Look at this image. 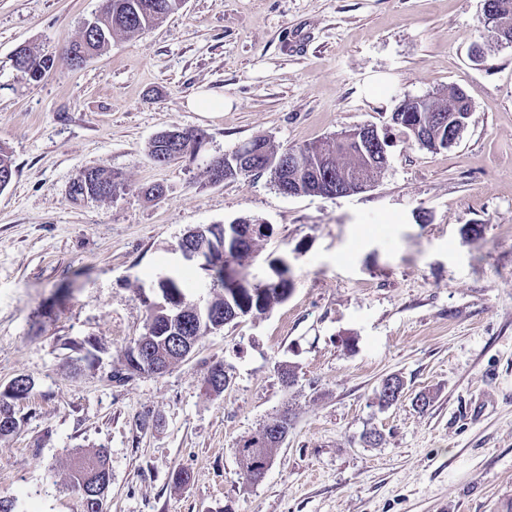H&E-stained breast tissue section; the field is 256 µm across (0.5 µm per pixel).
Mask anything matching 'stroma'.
Returning <instances> with one entry per match:
<instances>
[{
    "label": "stroma",
    "mask_w": 512,
    "mask_h": 512,
    "mask_svg": "<svg viewBox=\"0 0 512 512\" xmlns=\"http://www.w3.org/2000/svg\"><path fill=\"white\" fill-rule=\"evenodd\" d=\"M483 3L185 0L32 84L16 48L61 55L102 0H0V147L16 170L0 191V389L35 383L14 406L20 429L0 437V494L17 512H81L69 471L95 449L111 473L104 512H512V46L482 27ZM451 87L472 104L452 148L392 125L403 100ZM201 91L223 111L189 110ZM363 124L390 144L358 194L204 175L257 138L282 151ZM174 127L206 146L158 165L149 143ZM95 167L122 173L125 194L73 200ZM156 183L166 196L147 198ZM239 217L270 228L242 277L268 282L288 256L291 295L164 374L116 381L146 332L143 289L168 274L193 299L214 294L179 240ZM390 376L404 394L382 407ZM285 407L286 440L247 482L237 448Z\"/></svg>",
    "instance_id": "1"
}]
</instances>
